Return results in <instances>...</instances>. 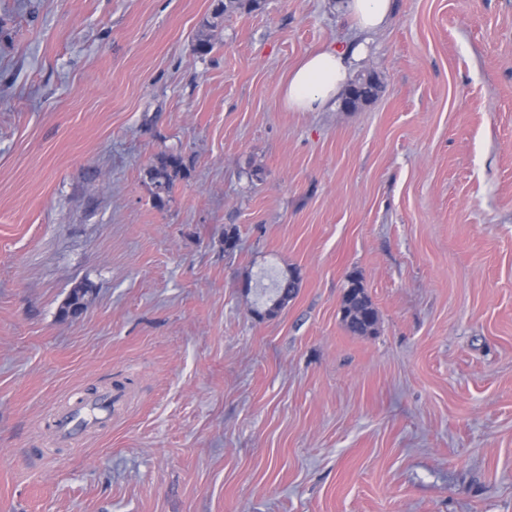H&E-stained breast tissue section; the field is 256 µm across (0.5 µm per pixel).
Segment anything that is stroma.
Here are the masks:
<instances>
[{
    "instance_id": "obj_1",
    "label": "stroma",
    "mask_w": 512,
    "mask_h": 512,
    "mask_svg": "<svg viewBox=\"0 0 512 512\" xmlns=\"http://www.w3.org/2000/svg\"><path fill=\"white\" fill-rule=\"evenodd\" d=\"M212 4L0 0V512H512V0H393L351 112L282 94L337 0ZM215 2L211 12L212 21L207 20L205 22V30L216 28L219 21L224 17V13L229 10L241 9L246 12H252L260 9L262 6L261 0H215ZM188 175L184 156L179 152L161 153L147 169V177L153 185V202L163 208L170 199L176 182ZM345 288H351L352 296L350 299L342 301L341 307L348 305L354 311V316L350 320L342 316V321L354 334L366 335L373 333L379 321V316L366 293L359 272L352 271L347 274ZM88 293V288L85 287L82 283L76 284L61 307V316L62 317H71L77 318L81 315L85 308V298ZM56 425L57 433L63 441H75L76 435L82 432H88L94 427H98L108 420L105 414H101L94 418L85 417L84 425L77 426L76 422L71 418L70 413L63 408L55 407L50 415Z\"/></svg>"
}]
</instances>
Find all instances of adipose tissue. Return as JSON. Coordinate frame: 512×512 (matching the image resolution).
<instances>
[{
  "label": "adipose tissue",
  "mask_w": 512,
  "mask_h": 512,
  "mask_svg": "<svg viewBox=\"0 0 512 512\" xmlns=\"http://www.w3.org/2000/svg\"><path fill=\"white\" fill-rule=\"evenodd\" d=\"M343 15L359 33L382 28L392 12L391 0H342ZM362 51L361 45L328 47L306 55L284 83V102L294 112H320L332 106L344 89L349 71Z\"/></svg>",
  "instance_id": "obj_1"
}]
</instances>
